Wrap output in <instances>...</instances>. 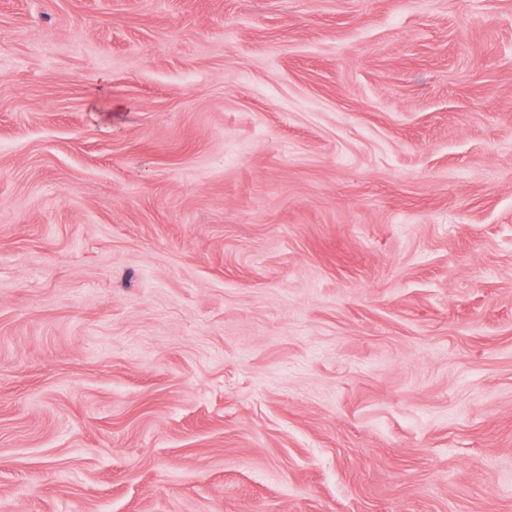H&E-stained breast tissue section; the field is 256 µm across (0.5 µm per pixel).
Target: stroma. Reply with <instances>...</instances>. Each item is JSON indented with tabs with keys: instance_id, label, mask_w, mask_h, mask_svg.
Listing matches in <instances>:
<instances>
[{
	"instance_id": "stroma-1",
	"label": "stroma",
	"mask_w": 512,
	"mask_h": 512,
	"mask_svg": "<svg viewBox=\"0 0 512 512\" xmlns=\"http://www.w3.org/2000/svg\"><path fill=\"white\" fill-rule=\"evenodd\" d=\"M0 512H512V0H0Z\"/></svg>"
}]
</instances>
